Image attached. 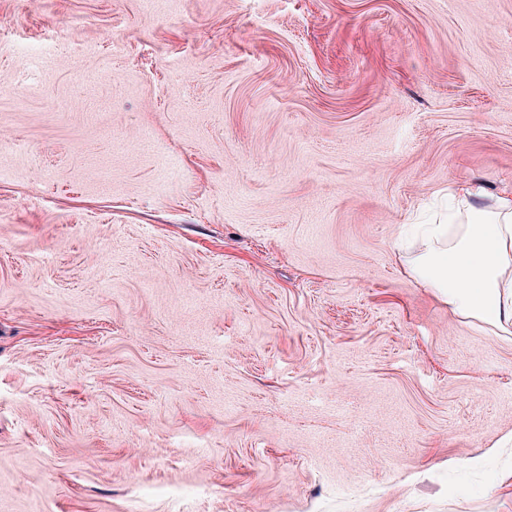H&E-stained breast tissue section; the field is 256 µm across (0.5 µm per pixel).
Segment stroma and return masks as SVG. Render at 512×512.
Segmentation results:
<instances>
[{"label": "stroma", "instance_id": "1", "mask_svg": "<svg viewBox=\"0 0 512 512\" xmlns=\"http://www.w3.org/2000/svg\"><path fill=\"white\" fill-rule=\"evenodd\" d=\"M512 187V0H0V512H512V335L404 224Z\"/></svg>", "mask_w": 512, "mask_h": 512}]
</instances>
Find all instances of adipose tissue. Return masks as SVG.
Returning <instances> with one entry per match:
<instances>
[{
	"label": "adipose tissue",
	"mask_w": 512,
	"mask_h": 512,
	"mask_svg": "<svg viewBox=\"0 0 512 512\" xmlns=\"http://www.w3.org/2000/svg\"><path fill=\"white\" fill-rule=\"evenodd\" d=\"M454 195L464 215L420 225L407 271L460 315L512 331V192L488 209L481 188L463 183Z\"/></svg>",
	"instance_id": "ef3b65f1"
}]
</instances>
